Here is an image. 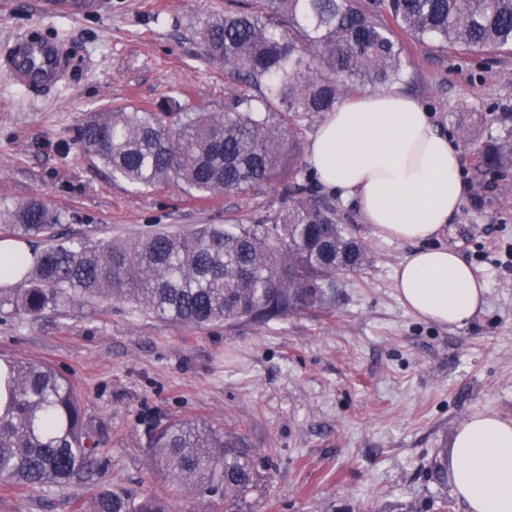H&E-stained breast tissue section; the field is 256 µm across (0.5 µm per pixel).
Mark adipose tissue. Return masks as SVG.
Instances as JSON below:
<instances>
[{"label": "adipose tissue", "instance_id": "ef3b65f1", "mask_svg": "<svg viewBox=\"0 0 512 512\" xmlns=\"http://www.w3.org/2000/svg\"><path fill=\"white\" fill-rule=\"evenodd\" d=\"M460 153L425 106L391 91L359 94L327 113L307 152L321 185L353 203L381 237L413 244L395 270L403 304L452 327L481 310L487 291L458 253L435 243L459 211ZM449 481L467 512H512V420L481 412L460 424Z\"/></svg>", "mask_w": 512, "mask_h": 512}]
</instances>
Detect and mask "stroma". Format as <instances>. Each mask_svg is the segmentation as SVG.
I'll return each mask as SVG.
<instances>
[{
    "label": "stroma",
    "instance_id": "stroma-1",
    "mask_svg": "<svg viewBox=\"0 0 512 512\" xmlns=\"http://www.w3.org/2000/svg\"><path fill=\"white\" fill-rule=\"evenodd\" d=\"M225 0H0V57L20 38L60 42L61 86L26 98L0 72V211L37 198L71 234L130 243L274 211L277 186L191 197L176 184L112 180L81 146L91 113L125 105L223 111L241 87L206 60L201 21ZM405 95L461 146L466 192L440 241L485 281L483 309L444 327L407 310L394 270L409 243L389 241L336 194L321 196L367 248L336 285L333 313L299 311L264 325H173L117 300L37 319L0 312V359L39 361L81 393L100 440L92 479L37 490L0 483V512H94L106 491L164 499L169 512H466L440 469L472 414L512 419V168L478 170V151L512 112V53L429 45L411 50ZM201 419L255 452L258 483L211 503L174 488L147 448L156 422Z\"/></svg>",
    "mask_w": 512,
    "mask_h": 512
}]
</instances>
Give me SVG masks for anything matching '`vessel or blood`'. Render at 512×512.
Wrapping results in <instances>:
<instances>
[{
	"mask_svg": "<svg viewBox=\"0 0 512 512\" xmlns=\"http://www.w3.org/2000/svg\"><path fill=\"white\" fill-rule=\"evenodd\" d=\"M5 65L14 84L37 97L57 88L65 57L58 43L23 39L13 45Z\"/></svg>",
	"mask_w": 512,
	"mask_h": 512,
	"instance_id": "vessel-or-blood-1",
	"label": "vessel or blood"
}]
</instances>
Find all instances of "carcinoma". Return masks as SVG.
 I'll list each match as a JSON object with an SVG mask.
<instances>
[{
  "label": "carcinoma",
  "mask_w": 512,
  "mask_h": 512,
  "mask_svg": "<svg viewBox=\"0 0 512 512\" xmlns=\"http://www.w3.org/2000/svg\"><path fill=\"white\" fill-rule=\"evenodd\" d=\"M206 56L255 94L222 112L122 108L91 115L83 149L114 180L175 182L189 195L248 194L279 184L289 204L245 224L154 231L131 243L94 242L57 229L39 199L6 211L0 229L46 247L0 289V311L37 317L71 302L122 299L177 326L266 324L300 310L335 308L336 283L367 263L336 209L309 195L295 131L366 88L410 80V47L512 52V0H247L202 22ZM483 147L487 170L512 167V113ZM0 413V482L39 488L90 474L99 441L72 383L46 364L8 363ZM157 469L203 498H236L256 480L241 439L202 421L159 424L149 436ZM95 512H167L164 501L104 492Z\"/></svg>",
  "instance_id": "carcinoma-1"
}]
</instances>
